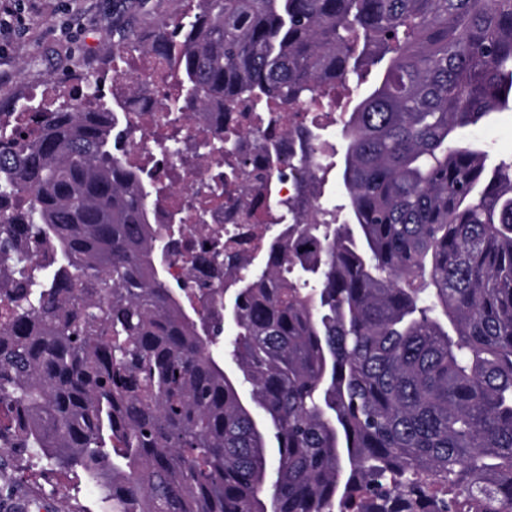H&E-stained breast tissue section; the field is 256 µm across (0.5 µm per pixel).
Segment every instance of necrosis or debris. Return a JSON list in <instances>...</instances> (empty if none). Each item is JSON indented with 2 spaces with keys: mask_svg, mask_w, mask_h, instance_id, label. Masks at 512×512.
Masks as SVG:
<instances>
[{
  "mask_svg": "<svg viewBox=\"0 0 512 512\" xmlns=\"http://www.w3.org/2000/svg\"><path fill=\"white\" fill-rule=\"evenodd\" d=\"M172 78L173 69L168 62L149 57L135 61L130 51L123 50L116 56L112 93L127 96L132 82L145 91L128 107V160L145 167L151 172L153 183L165 189L152 207L153 224L166 227L171 211L181 212L185 247L167 267L168 278L181 281L191 273L189 262L194 251L223 239L226 231L242 227L247 234L262 240L267 227L289 223L290 215L281 207V200L297 199L301 212L307 215L320 214L326 203L323 194L308 193L286 175L273 187L257 193L250 209H241L233 202L237 186L224 183L225 158L204 150L214 127L221 125L236 134L237 155L246 160L248 170L265 167L267 154L263 146L269 136L275 137L282 158H295L300 128L311 122L309 112H269L259 121L250 104L242 101L234 111L222 115L213 112L204 120L190 117L174 126L169 122L173 108L167 95Z\"/></svg>",
  "mask_w": 512,
  "mask_h": 512,
  "instance_id": "4bbe7bcc",
  "label": "necrosis or debris"
}]
</instances>
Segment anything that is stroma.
I'll use <instances>...</instances> for the list:
<instances>
[{"mask_svg":"<svg viewBox=\"0 0 512 512\" xmlns=\"http://www.w3.org/2000/svg\"><path fill=\"white\" fill-rule=\"evenodd\" d=\"M188 12L186 0H33L19 31L0 35V112L31 111L34 93L73 79L98 82L113 77L114 31L135 33L150 44L165 25ZM471 135L488 153V166L512 159V112L489 117ZM44 461L11 448L0 449V512L17 497L41 491L45 512L75 506L102 512L98 490L74 475L45 473Z\"/></svg>","mask_w":512,"mask_h":512,"instance_id":"obj_1","label":"stroma"}]
</instances>
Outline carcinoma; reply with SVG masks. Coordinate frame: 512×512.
Segmentation results:
<instances>
[{
  "label": "carcinoma",
  "mask_w": 512,
  "mask_h": 512,
  "mask_svg": "<svg viewBox=\"0 0 512 512\" xmlns=\"http://www.w3.org/2000/svg\"><path fill=\"white\" fill-rule=\"evenodd\" d=\"M175 43L200 119L356 81L351 223L232 240L190 288L111 104L0 128V448L108 512H512V161L468 137L512 107V0H197L142 51ZM282 175L273 153L252 180Z\"/></svg>",
  "instance_id": "cac0c4a2"
}]
</instances>
